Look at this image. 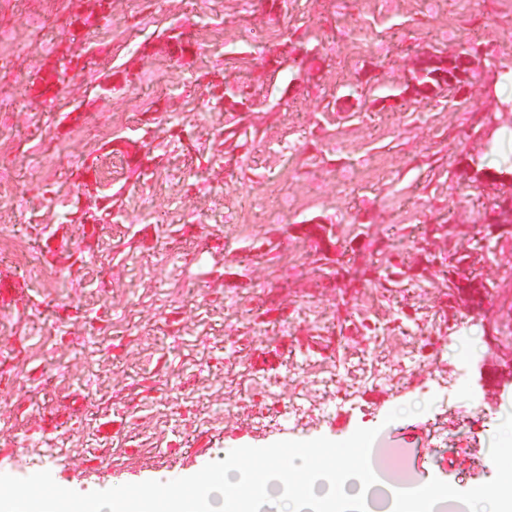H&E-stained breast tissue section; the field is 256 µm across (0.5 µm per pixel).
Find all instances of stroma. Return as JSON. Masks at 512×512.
Instances as JSON below:
<instances>
[{"mask_svg":"<svg viewBox=\"0 0 512 512\" xmlns=\"http://www.w3.org/2000/svg\"><path fill=\"white\" fill-rule=\"evenodd\" d=\"M92 8L0 6V167L16 175L0 239L40 269L0 258V486L109 493L372 429L406 481L466 493L512 469L492 450L512 401V233L475 247L512 182L469 167L512 70V0H112L71 41ZM48 38L82 61L59 81ZM473 46L466 89L409 92L417 53ZM222 79L234 101L211 100ZM229 125L254 142L226 152ZM105 194L108 223H70L74 196ZM401 235L423 239L410 274L467 250L473 280L349 288L345 244L374 260Z\"/></svg>","mask_w":512,"mask_h":512,"instance_id":"1","label":"stroma"}]
</instances>
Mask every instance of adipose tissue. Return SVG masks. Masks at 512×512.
I'll list each match as a JSON object with an SVG mask.
<instances>
[{
  "label": "adipose tissue",
  "instance_id": "adipose-tissue-1",
  "mask_svg": "<svg viewBox=\"0 0 512 512\" xmlns=\"http://www.w3.org/2000/svg\"><path fill=\"white\" fill-rule=\"evenodd\" d=\"M377 434L364 431L334 447L295 441L288 455L253 452L216 459L210 476L164 482L152 476L145 489L90 495L79 500L48 494L42 484L0 492V512H374L384 494V512H512V475L462 493L453 483L389 481L376 457Z\"/></svg>",
  "mask_w": 512,
  "mask_h": 512
}]
</instances>
